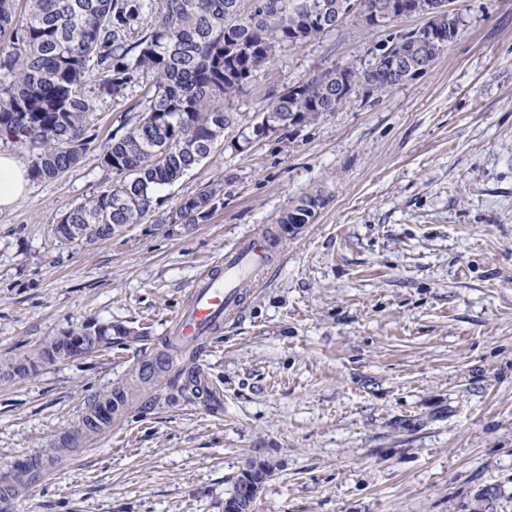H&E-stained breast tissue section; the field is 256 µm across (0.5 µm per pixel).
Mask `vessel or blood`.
<instances>
[{"instance_id": "b4317fda", "label": "vessel or blood", "mask_w": 512, "mask_h": 512, "mask_svg": "<svg viewBox=\"0 0 512 512\" xmlns=\"http://www.w3.org/2000/svg\"><path fill=\"white\" fill-rule=\"evenodd\" d=\"M276 241L275 230L263 226L226 250L218 265L197 282L188 311L175 319L169 347L196 345L235 317L243 301V283H260Z\"/></svg>"}]
</instances>
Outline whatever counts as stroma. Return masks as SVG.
<instances>
[{
  "mask_svg": "<svg viewBox=\"0 0 512 512\" xmlns=\"http://www.w3.org/2000/svg\"><path fill=\"white\" fill-rule=\"evenodd\" d=\"M449 6L464 24L423 76L288 136L222 143L160 212L76 245L56 221L115 183L100 156L143 89L97 98L80 162L0 213V480L27 470L9 512H224L251 459L277 465L256 512H512V0ZM382 37L348 23L281 48L243 125L269 91L366 63ZM218 181L210 221L160 223ZM316 191L324 205L288 225L239 315L183 362L220 394L212 413L171 384L172 321L225 248ZM87 323L117 334L4 376ZM116 396L110 430L87 428Z\"/></svg>",
  "mask_w": 512,
  "mask_h": 512,
  "instance_id": "stroma-1",
  "label": "stroma"
}]
</instances>
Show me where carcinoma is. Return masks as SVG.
<instances>
[{"mask_svg": "<svg viewBox=\"0 0 512 512\" xmlns=\"http://www.w3.org/2000/svg\"><path fill=\"white\" fill-rule=\"evenodd\" d=\"M0 0V140L31 155L30 177L54 179L71 170L96 140L94 97L86 83L96 77L98 96L119 99L142 80L150 82L138 121L101 155V165L120 177L111 188L64 211L55 228L71 243L109 239L140 224L159 204L157 192L212 155L227 132L239 127L240 98L278 50L333 34L347 22L369 28L365 9L392 3L379 28L386 30L371 60L337 63L302 84L268 93L251 136L286 132L339 111L350 97L336 87L377 100L407 83L450 45L448 25L434 17L423 26L433 35L403 59L412 31L394 29L410 17L415 0ZM224 185L210 184L166 215L169 224H204L223 205ZM324 203L321 193L301 197L282 224H306ZM112 327L85 324L47 347L69 345ZM273 465L244 470L224 512L264 486Z\"/></svg>", "mask_w": 512, "mask_h": 512, "instance_id": "1", "label": "carcinoma"}]
</instances>
